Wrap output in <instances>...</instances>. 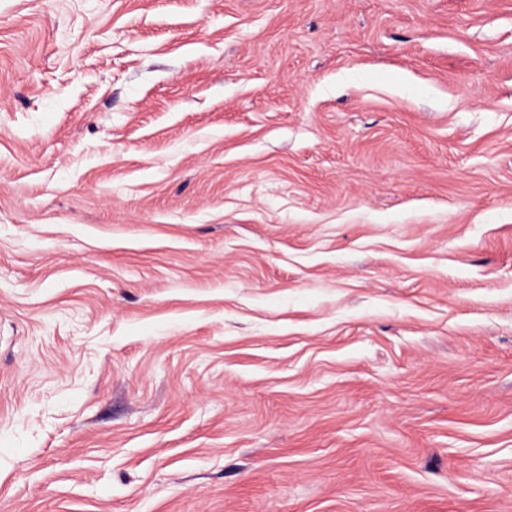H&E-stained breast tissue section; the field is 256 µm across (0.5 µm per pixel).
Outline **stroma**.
Masks as SVG:
<instances>
[{
  "mask_svg": "<svg viewBox=\"0 0 512 512\" xmlns=\"http://www.w3.org/2000/svg\"><path fill=\"white\" fill-rule=\"evenodd\" d=\"M0 512H512V0H0Z\"/></svg>",
  "mask_w": 512,
  "mask_h": 512,
  "instance_id": "obj_1",
  "label": "stroma"
}]
</instances>
